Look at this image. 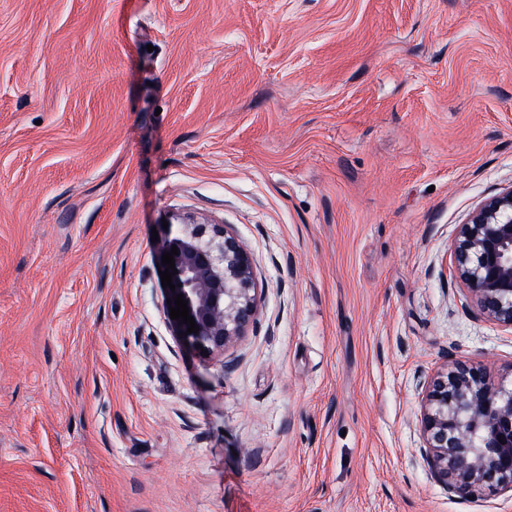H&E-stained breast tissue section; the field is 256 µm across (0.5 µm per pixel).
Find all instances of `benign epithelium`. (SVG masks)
<instances>
[{"instance_id":"7a95c632","label":"benign epithelium","mask_w":512,"mask_h":512,"mask_svg":"<svg viewBox=\"0 0 512 512\" xmlns=\"http://www.w3.org/2000/svg\"><path fill=\"white\" fill-rule=\"evenodd\" d=\"M174 256L175 290L188 301L198 332L171 321L200 353L222 355L254 323L258 302L250 253L227 229L186 222L165 247ZM455 274L479 310L512 329V187L487 198L461 225ZM425 453L434 476L465 497L512 489V387L482 367L455 363L429 387L422 416Z\"/></svg>"}]
</instances>
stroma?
I'll return each instance as SVG.
<instances>
[{
	"mask_svg": "<svg viewBox=\"0 0 512 512\" xmlns=\"http://www.w3.org/2000/svg\"><path fill=\"white\" fill-rule=\"evenodd\" d=\"M512 186V0H0V512H512L424 454L512 329L452 276ZM257 320L183 344L182 219Z\"/></svg>",
	"mask_w": 512,
	"mask_h": 512,
	"instance_id": "obj_1",
	"label": "stroma"
}]
</instances>
